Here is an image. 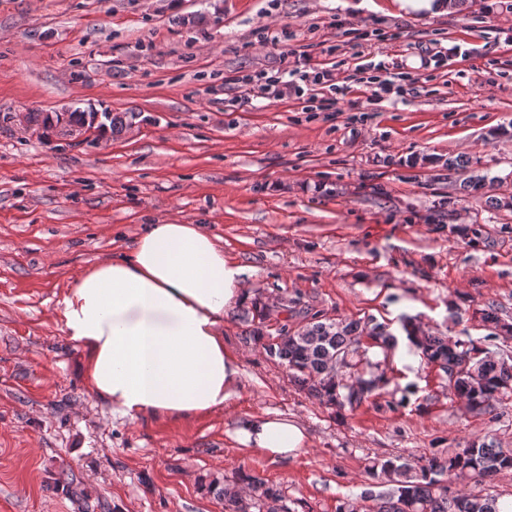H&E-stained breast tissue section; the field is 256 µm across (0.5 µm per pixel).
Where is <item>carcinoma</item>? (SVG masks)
<instances>
[{"instance_id":"carcinoma-1","label":"carcinoma","mask_w":512,"mask_h":512,"mask_svg":"<svg viewBox=\"0 0 512 512\" xmlns=\"http://www.w3.org/2000/svg\"><path fill=\"white\" fill-rule=\"evenodd\" d=\"M138 116L137 112L109 113L110 133L122 132ZM239 317L247 326L245 336L270 359L288 368L294 382L326 408H356L389 384L383 372L365 377V368L372 363L359 354L365 342L383 350L396 345V337L372 318L323 322L315 313L307 325L292 331L285 323L276 335L269 336L259 302H253ZM482 319L494 329V338L501 332L512 334V325L501 323L495 309L482 310ZM402 328L438 375L448 378V389L464 397L472 408L491 413L512 395L511 357H499L475 344L452 343L446 336L421 333L407 319ZM511 469L512 450L484 440L448 454L423 457L414 464L398 457L376 458L367 473L379 491L345 498L336 512H502L498 498L476 487ZM452 479L470 480L474 488L454 493L448 486ZM282 499L274 486L244 471L236 473L233 483L224 485V512H290L280 505Z\"/></svg>"}]
</instances>
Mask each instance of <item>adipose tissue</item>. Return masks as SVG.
Masks as SVG:
<instances>
[{
  "label": "adipose tissue",
  "instance_id": "1",
  "mask_svg": "<svg viewBox=\"0 0 512 512\" xmlns=\"http://www.w3.org/2000/svg\"><path fill=\"white\" fill-rule=\"evenodd\" d=\"M247 270L200 224H150L130 248L85 269L59 318L84 352L89 390L131 419L187 421L238 395L241 358L224 345V315L245 300ZM237 441L282 461L306 445L294 419L255 416Z\"/></svg>",
  "mask_w": 512,
  "mask_h": 512
}]
</instances>
